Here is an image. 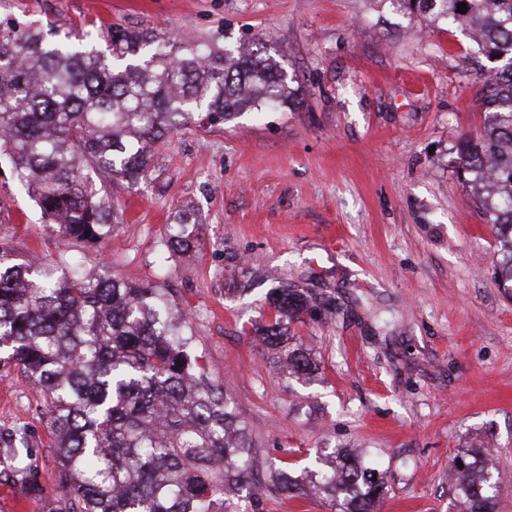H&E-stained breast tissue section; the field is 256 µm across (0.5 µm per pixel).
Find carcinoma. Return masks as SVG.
Masks as SVG:
<instances>
[{"label": "carcinoma", "mask_w": 512, "mask_h": 512, "mask_svg": "<svg viewBox=\"0 0 512 512\" xmlns=\"http://www.w3.org/2000/svg\"><path fill=\"white\" fill-rule=\"evenodd\" d=\"M466 3L465 13L457 12ZM431 28L458 27L480 40L486 70L480 137L465 139L456 170L482 206L500 247L496 275L512 288V0H379ZM301 104L280 62L255 49L114 23L73 43L38 27L0 30V156L11 164L57 232L93 247L116 223L96 177L135 186L152 147L175 130H206L240 115ZM169 240L196 246L189 216ZM275 320L262 344L302 378L316 363L290 345L284 320L318 299L276 288ZM188 315L158 285L109 271L87 276L83 260L50 269L0 247V359L26 373L49 417L60 496L48 512H265L272 495H315L338 512H379L387 485L359 455L341 448L315 457L302 480L288 463L253 448L224 386L194 353ZM26 437L3 441L17 461ZM485 451L458 456L463 512H494L497 483Z\"/></svg>", "instance_id": "cac0c4a2"}]
</instances>
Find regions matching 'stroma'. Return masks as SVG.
Segmentation results:
<instances>
[{
  "label": "stroma",
  "mask_w": 512,
  "mask_h": 512,
  "mask_svg": "<svg viewBox=\"0 0 512 512\" xmlns=\"http://www.w3.org/2000/svg\"><path fill=\"white\" fill-rule=\"evenodd\" d=\"M0 21L263 40L302 87L298 109L170 135L135 188L98 177L123 221L93 248L53 231L1 159L0 243L50 264L81 252L90 268L169 288L263 459L298 476L318 448H366L388 485L380 512H459L449 468L482 442L496 512H512V290L455 174L461 140L484 125L475 42L368 0H0ZM180 213L198 234L184 256L168 248ZM279 287L331 301L288 324L319 365L309 383L255 336ZM18 428L30 448L0 462V489L19 512H47L59 475L40 396L0 365V434ZM20 467L38 472L41 496L24 494Z\"/></svg>",
  "instance_id": "1"
}]
</instances>
